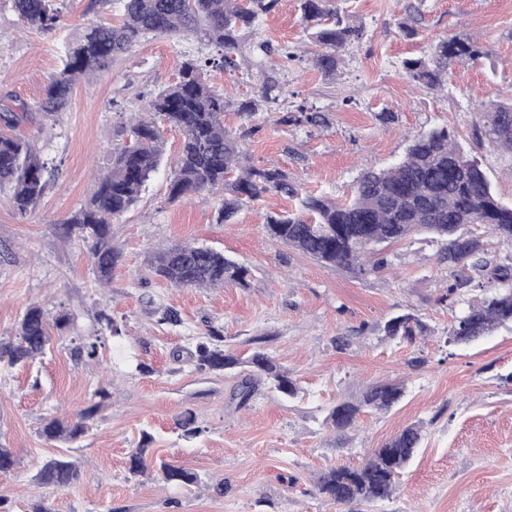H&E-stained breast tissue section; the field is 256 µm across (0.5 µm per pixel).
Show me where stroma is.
Returning <instances> with one entry per match:
<instances>
[{
  "label": "stroma",
  "instance_id": "1",
  "mask_svg": "<svg viewBox=\"0 0 512 512\" xmlns=\"http://www.w3.org/2000/svg\"><path fill=\"white\" fill-rule=\"evenodd\" d=\"M66 0L54 29L23 25L11 0H0V90L36 105L68 44L86 27L117 23L121 0L91 7ZM424 16L419 36L398 24L405 5ZM364 27V37L340 53L334 76L310 61L286 63L278 47L314 46L297 0H278L246 33L240 68L211 71L209 85L229 106L224 125L243 123L235 104L256 96L266 79L282 93L259 113L260 129L244 143L252 163L288 171L302 191L347 199L363 170L399 159L410 136L448 128L476 156L494 191L512 203V153L478 146L473 137L481 104L512 93V0H337ZM470 37L484 55L474 63L449 62L443 91L411 80L403 63L430 54L443 37ZM270 53H263V46ZM200 36L150 35L113 63L110 71L80 82L57 121L24 125L41 157L57 169L35 213L16 214L0 192V337L13 335L25 309L64 313L69 325L53 331L46 353L32 363L0 365V446L18 466L0 472V503L27 512L42 500L51 512H348L326 502L315 488L327 468L358 464L402 428L423 426L422 445L388 500L358 512H512V330L499 329L468 345L446 338L455 310L437 299L448 277L444 244L418 234L387 247L379 274L355 277L268 238V218L291 209L292 200L268 192L248 203L234 223L216 220L220 194L170 200V159L183 138L163 128L165 163L140 200L112 222L121 252L110 286H102L90 257L76 242L51 233L95 191L94 175L106 170L112 146L137 119L144 102L175 82L185 60L214 55ZM306 105L326 112L327 127H280L278 113ZM395 116L381 119L382 112ZM188 242L236 258L248 271L244 288H177L153 277L150 258ZM179 324H163L166 309ZM106 311L121 329L111 335L94 319ZM418 314L429 328L415 344L385 339L392 316ZM224 335L226 350L251 354L253 337L286 367L302 391L283 399L259 387L247 405L235 396L245 369L198 370L175 360L209 328ZM100 340L95 359L76 358L79 343ZM404 381L406 396L392 411L362 414L340 434L325 424L337 402L360 400L367 388ZM110 397L80 440L45 442L43 417L76 414L93 393ZM193 416L203 436L185 440L180 418ZM148 441L155 463L181 465L200 481L183 489L165 486L153 468L130 476L128 462ZM75 461L80 475L65 488L41 483L45 459Z\"/></svg>",
  "mask_w": 512,
  "mask_h": 512
}]
</instances>
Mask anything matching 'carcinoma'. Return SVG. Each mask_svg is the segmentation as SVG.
Instances as JSON below:
<instances>
[{"mask_svg":"<svg viewBox=\"0 0 512 512\" xmlns=\"http://www.w3.org/2000/svg\"><path fill=\"white\" fill-rule=\"evenodd\" d=\"M276 4L277 0H123L120 25L87 28L78 42L67 47L64 67L48 79L37 109L23 103L9 106L0 99V191L10 193L15 212L25 217L36 209L54 171L32 142L15 130L23 123L36 122L39 116L50 118L64 111L80 78L108 70L114 59L150 34H200L215 45L217 54L183 63L179 79L148 102L151 119L131 123L125 141L112 148V165L98 177L88 203L53 222V235L61 241H81L100 284H111L121 258L112 243V221L138 202L151 175L159 169L163 155L159 121L184 135L168 185L170 199L221 189L224 198L217 221L230 224L244 205L263 193L298 195L287 171L249 164L241 146L242 139L254 132L252 121L263 103L274 100L272 93L278 84L268 78L257 96L238 103L237 112L247 125L235 135L224 128L229 102L206 80L211 70L239 69L243 32ZM13 9L27 27L39 30L55 27L62 15L59 0H13ZM299 9L312 28L310 38L320 47L310 60L321 72L335 74L339 52L363 38V26L331 0H300ZM407 9L400 28L414 37L419 34L422 15L412 5ZM483 55V47L474 40L446 37L433 46L430 58L407 60L404 67L413 81L437 91L443 86L448 61L475 62ZM475 118L478 142L512 152V103L491 102ZM275 122L284 127L321 128L327 126L328 119L325 113L300 104L293 111L279 113ZM265 229L270 238L304 255L362 277L387 267L382 244L426 233L445 243L442 260L448 262V279L438 302L464 305L448 336L458 344L467 343L512 325V254L498 257L485 239L489 235L497 244L512 248V204L494 195L478 159L459 147L445 127L408 140L404 156L390 167L363 171L349 201L337 203L322 195L306 194L294 209L269 218ZM149 271L175 287L248 286L246 267L212 248L186 242L157 252ZM476 290L483 296L470 297ZM68 321V316L60 315L51 323L43 307L29 306L15 335L0 338V363L26 365L44 355L52 339L50 326L61 330ZM384 332L391 339L412 344L425 334L426 325L418 316L404 313L387 320ZM188 357L199 369L215 373L248 367L249 376L238 388L242 404L261 382L285 398H293L300 391L288 369L268 353L256 350L243 362L224 349V336L218 329H209ZM404 390L401 382L372 385L362 400L336 404L326 423L336 431L349 429L361 410L387 412L401 400ZM94 397L98 402L84 409L75 421L58 416L43 418L40 436L47 441H76L86 436L89 421L110 393L99 388ZM421 441V425L404 428L359 465L323 471L316 482L318 493L338 505H369L390 499ZM148 455L149 448L143 442L130 456L131 475L147 469ZM159 473L172 487L185 488L198 482L196 473L169 463L160 464ZM78 478L75 463L60 458L45 460L38 473L42 483L55 487H66Z\"/></svg>","mask_w":512,"mask_h":512,"instance_id":"obj_1","label":"carcinoma"}]
</instances>
